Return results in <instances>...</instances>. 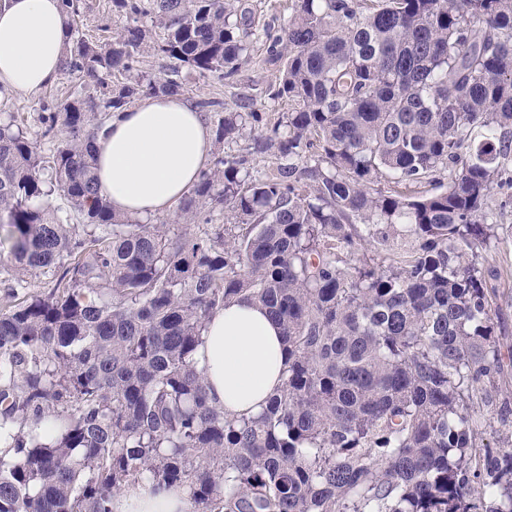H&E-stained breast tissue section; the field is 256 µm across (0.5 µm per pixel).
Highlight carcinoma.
Here are the masks:
<instances>
[{
  "instance_id": "1",
  "label": "carcinoma",
  "mask_w": 512,
  "mask_h": 512,
  "mask_svg": "<svg viewBox=\"0 0 512 512\" xmlns=\"http://www.w3.org/2000/svg\"><path fill=\"white\" fill-rule=\"evenodd\" d=\"M363 2L296 0L265 32L293 108L254 149L285 164L257 180L224 155L261 121L226 112L172 219L112 212L96 141L113 112L183 90L140 69V17L164 56L230 79L244 0H112L134 24L74 38L63 63L97 98L44 102L34 133L0 122V270L22 296L0 315V512H112L135 482L185 489L192 512H512V452L480 445L479 410L512 426L484 267L512 155V0ZM442 167L436 193L379 188ZM38 271L46 295L26 292ZM235 298L269 309L287 353L252 417L213 407L196 361Z\"/></svg>"
}]
</instances>
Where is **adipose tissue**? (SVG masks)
Listing matches in <instances>:
<instances>
[{
    "mask_svg": "<svg viewBox=\"0 0 512 512\" xmlns=\"http://www.w3.org/2000/svg\"><path fill=\"white\" fill-rule=\"evenodd\" d=\"M68 42L61 0H6L0 6V86L35 93L57 80ZM212 132L185 95L145 96L117 111L97 142L96 184L115 214H168L211 164ZM198 357L209 402L235 416L257 414L282 387V329L268 311L236 299L208 319ZM184 489L128 485L112 512H190Z\"/></svg>",
    "mask_w": 512,
    "mask_h": 512,
    "instance_id": "ef3b65f1",
    "label": "adipose tissue"
}]
</instances>
